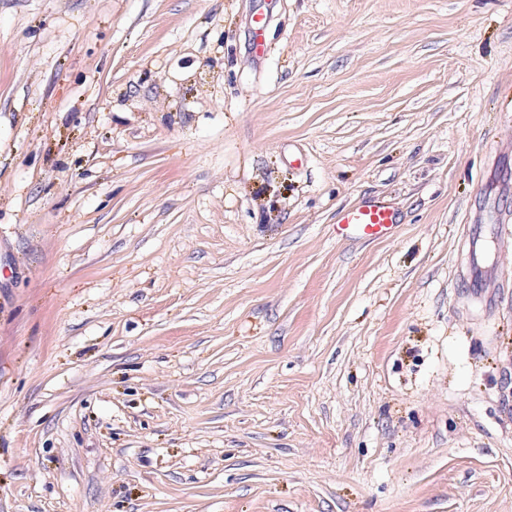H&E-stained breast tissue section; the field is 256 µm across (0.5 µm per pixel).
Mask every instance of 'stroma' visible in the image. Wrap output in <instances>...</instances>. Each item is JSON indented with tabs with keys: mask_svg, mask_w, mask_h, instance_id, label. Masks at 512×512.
<instances>
[{
	"mask_svg": "<svg viewBox=\"0 0 512 512\" xmlns=\"http://www.w3.org/2000/svg\"><path fill=\"white\" fill-rule=\"evenodd\" d=\"M508 221L512 0H0V512H512ZM396 224L397 211L385 200L376 198L342 210L336 221V236L345 240H382L393 235Z\"/></svg>",
	"mask_w": 512,
	"mask_h": 512,
	"instance_id": "1",
	"label": "stroma"
}]
</instances>
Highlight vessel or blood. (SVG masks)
Returning a JSON list of instances; mask_svg holds the SVG:
<instances>
[{
	"label": "vessel or blood",
	"instance_id": "obj_1",
	"mask_svg": "<svg viewBox=\"0 0 512 512\" xmlns=\"http://www.w3.org/2000/svg\"><path fill=\"white\" fill-rule=\"evenodd\" d=\"M398 222V213L389 203L380 198L371 199L339 213L336 235L345 240H382L393 235Z\"/></svg>",
	"mask_w": 512,
	"mask_h": 512
}]
</instances>
